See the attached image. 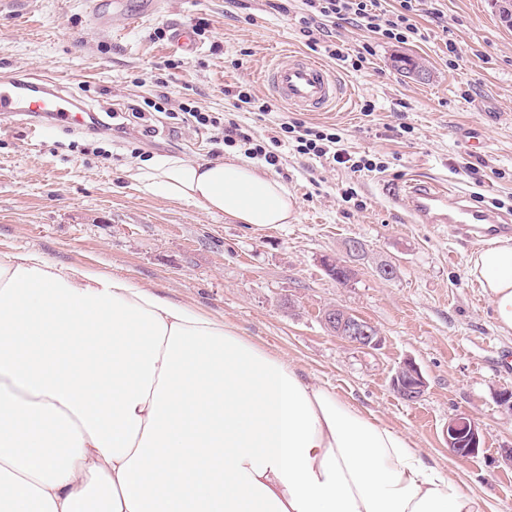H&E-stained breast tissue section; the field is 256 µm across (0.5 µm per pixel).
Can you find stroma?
<instances>
[{
	"label": "stroma",
	"mask_w": 512,
	"mask_h": 512,
	"mask_svg": "<svg viewBox=\"0 0 512 512\" xmlns=\"http://www.w3.org/2000/svg\"><path fill=\"white\" fill-rule=\"evenodd\" d=\"M271 0H165L160 12L94 26L85 0H34L0 13V72L63 75L104 112H127L167 96L157 133L53 129L32 140L20 125L0 132V253L36 249L59 265L130 277L192 309L222 315L240 335L281 356L380 423L408 435L428 460L447 466L493 512H512V412L495 392L512 388V333L501 332L487 296L469 274L479 244L461 245L437 224H416L389 194L409 178L458 187L480 206L512 216V27L495 0H421L416 39L379 40L363 70L325 59L299 24ZM207 22L199 51L186 56L158 37L171 21ZM326 61L349 91L333 112L281 116L332 128L348 150L377 163L351 172L279 147L281 181L296 201L287 224H240L221 214L137 192L127 176L154 155L244 161L243 148L210 131L173 124L192 103L233 113L257 139L277 117L234 112L228 89L250 85L290 52ZM374 111H364L365 103ZM365 243L343 286L324 263ZM396 266L393 278L378 267ZM344 307L380 331L367 351L336 338L322 320ZM413 360L427 381L416 403L391 378ZM479 428L477 456L451 455L443 430L456 415Z\"/></svg>",
	"instance_id": "stroma-1"
}]
</instances>
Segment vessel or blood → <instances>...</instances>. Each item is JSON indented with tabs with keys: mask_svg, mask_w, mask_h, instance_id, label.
<instances>
[{
	"mask_svg": "<svg viewBox=\"0 0 512 512\" xmlns=\"http://www.w3.org/2000/svg\"><path fill=\"white\" fill-rule=\"evenodd\" d=\"M95 24L106 28L113 16L158 12L161 0H88ZM173 47L192 54L198 49L195 32L179 23L170 29ZM265 81L275 96L289 108L324 112L343 100V88L335 72L303 53L293 52L287 61L271 67ZM23 117L32 139L53 128L85 126L94 111L68 86L53 79L11 72L0 74V118ZM400 201L418 224H444L449 235L473 242L489 234H512V220L499 212L472 206L469 197L437 181L408 182Z\"/></svg>",
	"mask_w": 512,
	"mask_h": 512,
	"instance_id": "b4317fda",
	"label": "vessel or blood"
}]
</instances>
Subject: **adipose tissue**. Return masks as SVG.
<instances>
[{
  "mask_svg": "<svg viewBox=\"0 0 512 512\" xmlns=\"http://www.w3.org/2000/svg\"><path fill=\"white\" fill-rule=\"evenodd\" d=\"M141 193L241 224L296 202L248 163L159 155ZM471 276L512 331V239ZM0 512H491L285 359L117 274L0 254Z\"/></svg>",
  "mask_w": 512,
  "mask_h": 512,
  "instance_id": "adipose-tissue-1",
  "label": "adipose tissue"
}]
</instances>
